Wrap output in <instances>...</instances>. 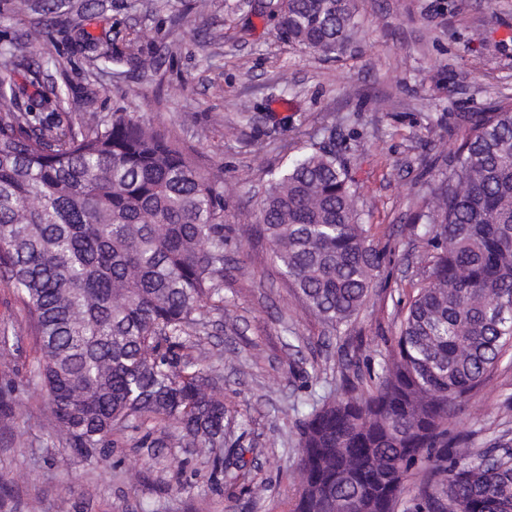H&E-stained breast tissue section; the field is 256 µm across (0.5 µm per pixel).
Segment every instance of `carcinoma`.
I'll list each match as a JSON object with an SVG mask.
<instances>
[{"label":"carcinoma","instance_id":"carcinoma-1","mask_svg":"<svg viewBox=\"0 0 512 512\" xmlns=\"http://www.w3.org/2000/svg\"><path fill=\"white\" fill-rule=\"evenodd\" d=\"M251 15L326 60L359 31L357 0H260ZM112 62L148 70L143 49ZM62 98L36 99L0 71V279L33 324L60 434L91 459L130 428L145 443L180 425L220 484L245 478L248 449L226 447L217 370L191 354L202 311L224 309L220 172L202 169L142 116L57 121ZM448 155L426 171L432 206L413 235L430 250L426 282L368 388L315 399L298 421L300 491L292 512H512V451L475 453L448 417L512 347V101L460 116ZM256 217L281 273L326 324L358 316L385 255L373 247L354 180L328 145L270 169Z\"/></svg>","mask_w":512,"mask_h":512}]
</instances>
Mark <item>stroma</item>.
<instances>
[{"label":"stroma","mask_w":512,"mask_h":512,"mask_svg":"<svg viewBox=\"0 0 512 512\" xmlns=\"http://www.w3.org/2000/svg\"><path fill=\"white\" fill-rule=\"evenodd\" d=\"M239 0H0V69L36 90L69 89L72 120L116 110L144 113L207 170H222L233 205L224 267L227 310L209 316L195 355L223 354L213 386L227 407V442L247 447L245 486H215L211 466L176 428L156 446L117 438L86 459L62 438L36 376L39 350L28 317L0 281V328L19 338L0 350V512H290L299 487L296 399L335 388L340 352L376 364L398 335L425 273L424 244L410 234L429 161L448 151L459 113L512 99V0H359L361 32L336 61L280 40L254 20L227 19ZM97 36L105 63L90 71L75 47L76 22ZM53 41V58L40 55ZM147 43L144 73L110 64L116 50ZM287 93L288 102L278 101ZM336 130V152L367 207L363 221L386 255L382 286L350 323L326 326L273 264L253 212L266 182L255 162L283 168L306 139ZM465 447H512V348L448 420ZM260 486V494L249 491Z\"/></svg>","instance_id":"stroma-1"}]
</instances>
